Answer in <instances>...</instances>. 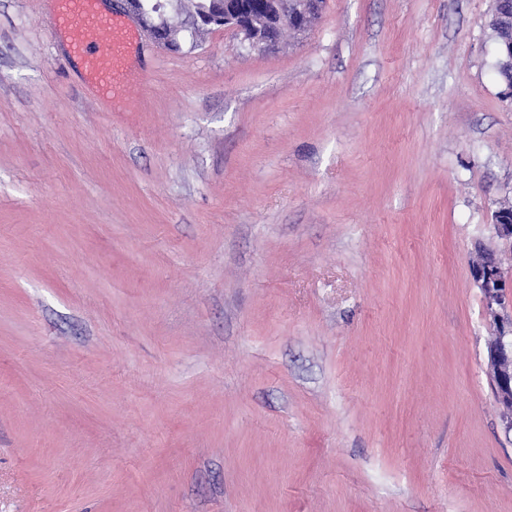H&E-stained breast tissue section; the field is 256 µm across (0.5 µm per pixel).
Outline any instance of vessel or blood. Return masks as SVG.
Segmentation results:
<instances>
[{"mask_svg":"<svg viewBox=\"0 0 512 512\" xmlns=\"http://www.w3.org/2000/svg\"><path fill=\"white\" fill-rule=\"evenodd\" d=\"M58 25L85 60L88 78L106 96L121 90L128 50L137 32L124 20L100 14L95 0H58Z\"/></svg>","mask_w":512,"mask_h":512,"instance_id":"obj_1","label":"vessel or blood"}]
</instances>
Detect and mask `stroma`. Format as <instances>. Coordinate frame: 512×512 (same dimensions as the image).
Returning <instances> with one entry per match:
<instances>
[{"label":"stroma","mask_w":512,"mask_h":512,"mask_svg":"<svg viewBox=\"0 0 512 512\" xmlns=\"http://www.w3.org/2000/svg\"><path fill=\"white\" fill-rule=\"evenodd\" d=\"M492 0L151 37L118 108L0 0V512H512ZM472 277L481 290L487 320L496 337L489 348V374L499 404L506 415V431L512 432V278L504 276L497 260L481 251L472 263ZM510 295V312L507 299Z\"/></svg>","instance_id":"obj_1"}]
</instances>
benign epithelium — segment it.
I'll return each instance as SVG.
<instances>
[{
  "label": "benign epithelium",
  "instance_id": "obj_1",
  "mask_svg": "<svg viewBox=\"0 0 512 512\" xmlns=\"http://www.w3.org/2000/svg\"><path fill=\"white\" fill-rule=\"evenodd\" d=\"M125 7L144 26L147 32L158 38L156 28L150 24L151 14L162 4L149 5L147 0H123ZM319 0H219V15L209 14L201 26L187 30L186 37L197 40L216 21L224 22V30L243 36L253 49H269L276 44L253 27L256 13L292 26L298 31L309 27L310 16L320 10ZM493 230L502 245L512 249V220L496 211ZM472 277L481 290L487 320L494 326L496 337L489 348V374L499 404L506 415V431L512 432V311L507 308L508 296L512 294V278L504 276L500 264L480 252L472 263Z\"/></svg>",
  "mask_w": 512,
  "mask_h": 512
}]
</instances>
